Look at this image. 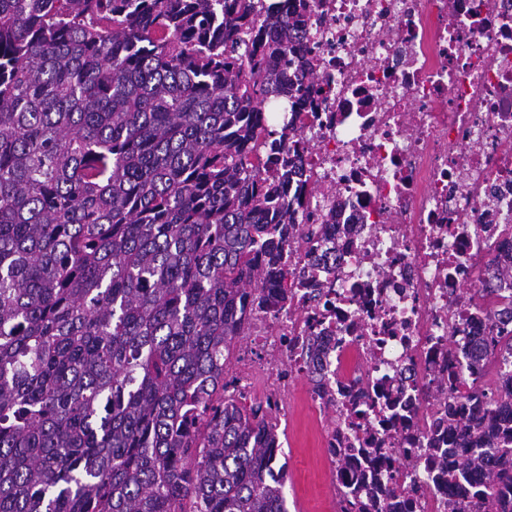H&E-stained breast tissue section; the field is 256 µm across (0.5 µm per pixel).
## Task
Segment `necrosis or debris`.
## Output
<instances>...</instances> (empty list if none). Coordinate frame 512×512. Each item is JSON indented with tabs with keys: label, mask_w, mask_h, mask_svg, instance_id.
<instances>
[{
	"label": "necrosis or debris",
	"mask_w": 512,
	"mask_h": 512,
	"mask_svg": "<svg viewBox=\"0 0 512 512\" xmlns=\"http://www.w3.org/2000/svg\"><path fill=\"white\" fill-rule=\"evenodd\" d=\"M316 73L290 123L288 187L324 231L283 249L224 380L288 417V386L326 418L318 454L371 512H448L447 395L480 408L477 355L512 335V0H312Z\"/></svg>",
	"instance_id": "necrosis-or-debris-1"
}]
</instances>
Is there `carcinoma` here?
I'll use <instances>...</instances> for the list:
<instances>
[{"label":"carcinoma","instance_id":"obj_1","mask_svg":"<svg viewBox=\"0 0 512 512\" xmlns=\"http://www.w3.org/2000/svg\"><path fill=\"white\" fill-rule=\"evenodd\" d=\"M310 0H0V512H288L260 405L224 399L287 277L285 181L248 174ZM453 434L448 512H512V379Z\"/></svg>","mask_w":512,"mask_h":512}]
</instances>
